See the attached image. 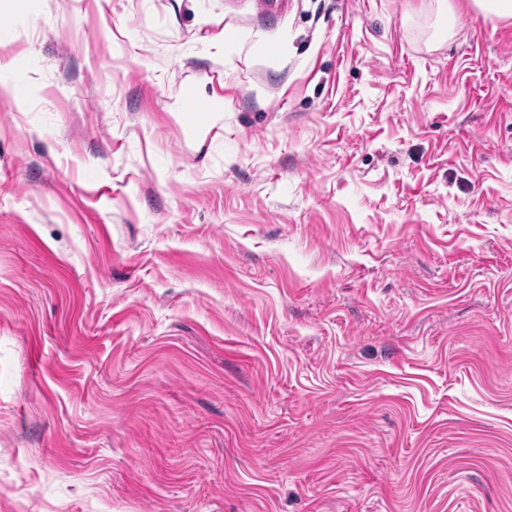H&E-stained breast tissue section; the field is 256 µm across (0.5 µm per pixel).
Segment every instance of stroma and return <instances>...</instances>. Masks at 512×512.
I'll return each mask as SVG.
<instances>
[{
  "mask_svg": "<svg viewBox=\"0 0 512 512\" xmlns=\"http://www.w3.org/2000/svg\"><path fill=\"white\" fill-rule=\"evenodd\" d=\"M0 82V512H512V18L0 0Z\"/></svg>",
  "mask_w": 512,
  "mask_h": 512,
  "instance_id": "stroma-1",
  "label": "stroma"
}]
</instances>
